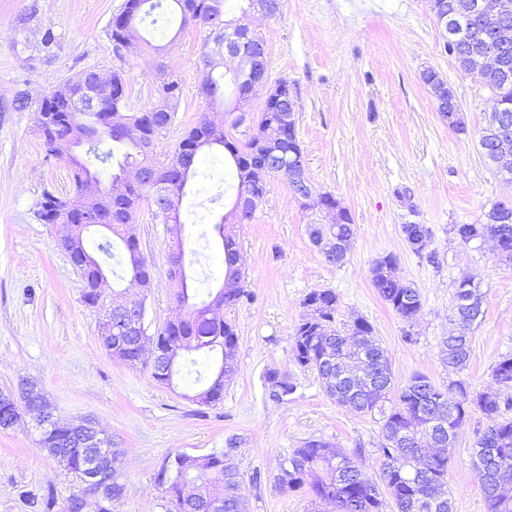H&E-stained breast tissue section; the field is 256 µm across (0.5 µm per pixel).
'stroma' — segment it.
Returning a JSON list of instances; mask_svg holds the SVG:
<instances>
[{
	"instance_id": "obj_1",
	"label": "stroma",
	"mask_w": 512,
	"mask_h": 512,
	"mask_svg": "<svg viewBox=\"0 0 512 512\" xmlns=\"http://www.w3.org/2000/svg\"><path fill=\"white\" fill-rule=\"evenodd\" d=\"M123 0H0V387L36 381L56 413L78 422L93 419L113 447L125 452L124 495L112 512H167L155 475L168 455L224 452L244 478L249 512H336L335 503L309 492L286 491L276 478L281 462L305 442L321 439L347 454L379 480L380 411L357 413L336 405L316 371L299 367L292 345L296 325L314 290L338 297L336 322L365 318L391 361L394 383L423 374L439 385L459 379L471 389L495 388V364L512 355V262L490 242L461 244L454 224L476 223L492 203L512 198L482 154L479 139L493 106L480 78L449 55L429 0H283L279 14L248 16L266 48L269 83L288 82L297 108L296 132L313 185L332 193L354 224L347 258L334 266L311 243L316 215L301 208L287 179L271 180L252 221L229 224L246 259L248 299L225 309L236 327L235 375L224 399L201 405L194 396L196 368L181 361L168 384L144 365L113 358L99 344V313L81 301L83 281L58 246L62 226L35 214L44 192L72 193L68 164L47 156L33 109H15L17 90L39 97L90 68L122 72L129 104L139 110L156 96V65L165 62L182 85L173 125L157 144L170 154L205 103L200 95L203 30L178 22L150 33L170 44L164 59L147 52L114 51L109 23ZM57 42L41 49L44 29ZM435 69L454 89L465 128H449L421 74ZM235 174L222 154L201 158L183 200L184 226L172 244L164 224L143 201L133 225L152 270L150 288L109 277L112 288L145 300V328L184 314L168 277L172 247H180L199 299L224 279V254L213 231L235 194ZM432 231L434 261L414 255L403 225ZM397 256L398 274L418 288L422 308L401 319L371 281L374 261ZM480 281L483 316L471 331L470 355L449 371L442 352L454 285ZM295 382L287 401L268 396L266 371ZM488 419L472 413L459 430L448 464L453 512H487L474 465V444ZM28 419L0 429V512H29L24 493L54 487L59 501L75 490L56 460L39 449ZM236 449H229V441Z\"/></svg>"
}]
</instances>
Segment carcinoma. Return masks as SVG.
Instances as JSON below:
<instances>
[{"instance_id": "carcinoma-1", "label": "carcinoma", "mask_w": 512, "mask_h": 512, "mask_svg": "<svg viewBox=\"0 0 512 512\" xmlns=\"http://www.w3.org/2000/svg\"><path fill=\"white\" fill-rule=\"evenodd\" d=\"M168 13L179 15V29L189 26L208 30L201 53L202 80L200 93L206 108L195 125L189 128L173 152L162 161L157 160L155 142L172 125L182 97L178 79L161 66L157 71L158 100L140 112L126 111V80L123 73L112 72V89L100 108L93 112L67 111L66 92H75L69 82L52 87L36 104L35 112L44 107L60 111L59 126L50 135L46 154L64 158L71 166L73 187L76 192L94 193L101 203L106 221L102 224H79L77 232L62 249L69 254L79 271L85 288L82 302L97 310L118 303L123 291L114 289L112 295L101 296L89 287L96 279L106 275V269L89 250L87 236L108 232L116 237L126 258V269L140 286L149 287L151 269L139 264V241L128 236L126 225L134 222L144 198H150L154 217L164 211L172 212L167 231L173 241L180 243L182 219L180 205L186 194L190 178L195 174V163L206 151H221L224 161L236 171L237 195L228 212L215 224V232L224 251V281L221 288L197 300V292L188 277L172 279L177 300L187 308L185 320L168 322L154 336L159 356L151 366L152 377L159 383L171 381L178 357L185 353L203 352L210 355L207 365L209 378L200 395L208 397V404L223 400L224 388L215 385L219 372L224 369V358L233 357L238 336L235 326L224 319V308L238 304L249 296L241 281L244 258L237 243L224 234V223L232 217L243 224L253 219L255 201L268 192L270 160L287 159L302 151L294 128L288 123L287 105L273 100L261 108L254 135L243 143L230 140L224 127L236 126L238 102L248 94L250 86L235 72L225 74V52L233 50L241 55L261 51L263 40L253 34L249 26L239 21L224 19V0H124L118 14L109 24V38L115 50L146 46L159 54L163 45H154L139 33V24L150 20L155 25ZM499 40L500 51L508 67L484 74L483 81L491 91L497 111L490 114L480 137L485 159L497 167V172L512 180V166L502 169L491 153L489 132L502 125L512 128V11L492 22L478 14L453 24L446 39L448 54L463 66L492 39ZM232 85L235 104L224 108L226 85ZM134 125L144 128L149 137L144 141L126 140L122 128ZM116 161V169L109 180L102 178L101 167ZM153 170L157 181L165 184L164 193L151 187L140 188L127 179L129 170L136 165ZM491 210L496 221L476 224H454L452 232L464 244L487 238L496 242L500 256L512 261V208L495 202ZM37 215L45 224H73L66 209L65 198L45 192L37 203ZM407 246L413 254L429 261L432 231L424 224L402 226ZM312 241L324 240L329 252L324 259L331 265L343 262L346 252L336 250V241L349 243L353 237L352 218L346 215L340 224H314ZM397 257L387 254L376 259L371 268L372 284L380 297L402 319L409 321L421 310L418 289L402 282L396 276ZM484 293L480 283L462 277L455 284L451 318L458 332L444 340L448 367L460 370L466 366L470 353L469 331L482 316ZM303 306L311 313L295 329L292 352L297 364L313 369L326 395L337 405L357 412H369L385 399L393 387V373L388 352L373 339L371 324L356 317L343 329L334 326L337 296L331 290H313L303 299ZM141 337L122 333L112 337V346L120 352H130ZM494 378L499 386L512 388V357L498 361ZM269 397L283 402L296 391V386L275 371L265 375ZM442 410L439 420L445 429L430 434L422 432L428 424L427 415ZM493 419L477 440V462L492 454L497 464L512 469V397L504 399L500 390L474 391L462 380L440 387L422 374L413 375L407 384L395 392V401L382 428V441L378 448L381 481L393 501L397 512H416L413 504L421 499L440 500L443 508L437 512H452L447 485L450 445L458 430L473 412ZM37 444L49 456L61 457L58 464L81 481L84 452L77 449V436L71 422L54 416L53 426L39 431ZM342 455L332 444L323 440H310L296 448L280 466L278 478L288 476V490L308 489L321 500L336 504V512H381L384 500L379 487L363 476L349 458H344L348 475L340 481L336 476V456ZM123 450L104 443L100 460H110L112 473L122 468ZM495 467L483 475L482 490L488 512H512L503 507L502 496L495 479ZM155 483L173 507V512H206L213 497L224 498V512H248L249 504L244 481L239 473L224 467V453L213 452L196 456L176 453L168 457L156 474ZM33 512H54L57 495L51 486L40 495L27 496Z\"/></svg>"}]
</instances>
